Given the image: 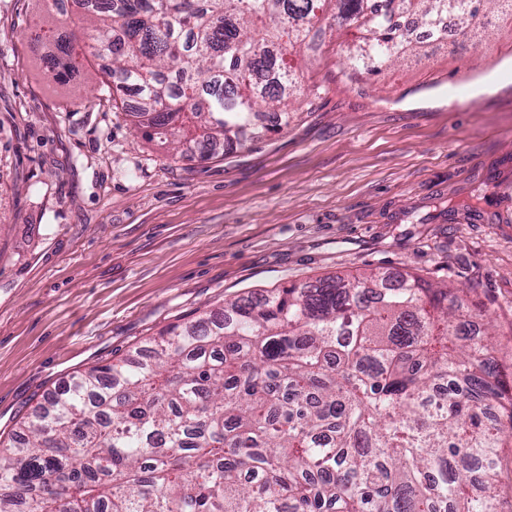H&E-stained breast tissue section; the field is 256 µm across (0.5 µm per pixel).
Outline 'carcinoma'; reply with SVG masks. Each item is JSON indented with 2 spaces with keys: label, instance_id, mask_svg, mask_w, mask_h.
I'll return each mask as SVG.
<instances>
[{
  "label": "carcinoma",
  "instance_id": "carcinoma-1",
  "mask_svg": "<svg viewBox=\"0 0 512 512\" xmlns=\"http://www.w3.org/2000/svg\"><path fill=\"white\" fill-rule=\"evenodd\" d=\"M84 48L139 96L138 125L174 151L224 154L261 116L288 125L283 44L329 9L355 29L347 69L379 75L472 0H75ZM53 80L78 71L49 30ZM477 303L407 273L239 296L175 323L136 355L78 371L0 440V512H512L496 482L512 382Z\"/></svg>",
  "mask_w": 512,
  "mask_h": 512
}]
</instances>
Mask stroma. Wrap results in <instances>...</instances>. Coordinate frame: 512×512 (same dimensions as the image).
<instances>
[{"label":"stroma","mask_w":512,"mask_h":512,"mask_svg":"<svg viewBox=\"0 0 512 512\" xmlns=\"http://www.w3.org/2000/svg\"><path fill=\"white\" fill-rule=\"evenodd\" d=\"M73 0H0V434L74 371L228 298L376 269L466 289L512 364V24L347 79L350 30L293 56L323 85L287 128L178 159L103 91L109 59L55 84L39 30Z\"/></svg>","instance_id":"35a3bbf8"}]
</instances>
